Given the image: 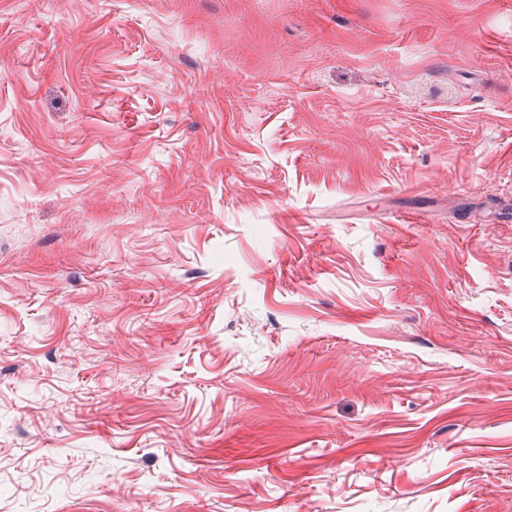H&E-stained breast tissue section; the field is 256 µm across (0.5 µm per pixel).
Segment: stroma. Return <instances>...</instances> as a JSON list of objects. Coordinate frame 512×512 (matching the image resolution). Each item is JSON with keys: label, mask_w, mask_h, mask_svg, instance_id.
<instances>
[{"label": "stroma", "mask_w": 512, "mask_h": 512, "mask_svg": "<svg viewBox=\"0 0 512 512\" xmlns=\"http://www.w3.org/2000/svg\"><path fill=\"white\" fill-rule=\"evenodd\" d=\"M512 0H0V512H512Z\"/></svg>", "instance_id": "obj_1"}]
</instances>
